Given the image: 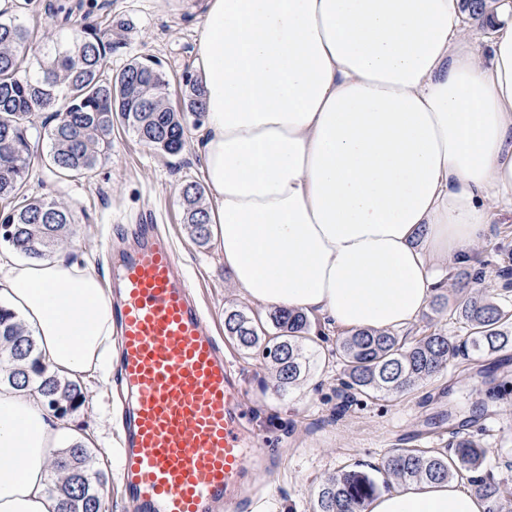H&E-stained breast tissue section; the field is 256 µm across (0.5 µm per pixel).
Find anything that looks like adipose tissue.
Returning a JSON list of instances; mask_svg holds the SVG:
<instances>
[{"label":"adipose tissue","instance_id":"ef3b65f1","mask_svg":"<svg viewBox=\"0 0 512 512\" xmlns=\"http://www.w3.org/2000/svg\"><path fill=\"white\" fill-rule=\"evenodd\" d=\"M205 0L195 61L210 229L241 296L349 331L416 322L447 268L512 216V0ZM0 299L73 380L112 368L91 266L0 251ZM60 423L0 381V512H60ZM461 479L370 512H486Z\"/></svg>","mask_w":512,"mask_h":512}]
</instances>
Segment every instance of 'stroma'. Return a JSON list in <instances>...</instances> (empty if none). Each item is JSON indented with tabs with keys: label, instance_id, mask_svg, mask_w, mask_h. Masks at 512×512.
Here are the masks:
<instances>
[{
	"label": "stroma",
	"instance_id": "1",
	"mask_svg": "<svg viewBox=\"0 0 512 512\" xmlns=\"http://www.w3.org/2000/svg\"><path fill=\"white\" fill-rule=\"evenodd\" d=\"M123 20L127 31L112 49V69L151 55L172 75L194 72L195 42L203 17L200 0H34L23 22L34 47L47 36H60L64 14ZM200 127H189L183 150L163 155L141 143L124 126L112 129V150L91 178L54 180L41 163L29 171L28 193H53L77 215L78 222L56 247L68 258L88 257L102 282L125 242L124 225L151 218L166 233L180 267L196 287L209 324L242 385L245 435L259 456L280 461L273 473L251 470L242 487L248 503L243 512H312L318 484L345 466L359 463L379 486L391 478L379 466L397 448L444 447L452 435L468 436L486 450L479 476L512 488V388L500 394L501 381L512 384V346L489 357H459L438 376L417 382L397 395L353 402L342 384L334 358L344 335L321 316L311 318L310 334L326 354L325 365L287 391L273 389L275 374L261 353L242 350L224 333V312L258 305L238 297L224 255L216 242L198 246L183 222L180 189L201 181ZM477 260L469 275L479 277L486 294L502 293L512 280V221L489 225L476 244ZM80 386L84 404L62 418L67 432L101 434L91 446L94 467L104 478V512H132L120 492V472L110 459L118 455L123 395L118 384L101 386L87 374Z\"/></svg>",
	"mask_w": 512,
	"mask_h": 512
}]
</instances>
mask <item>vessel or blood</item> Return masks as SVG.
Listing matches in <instances>:
<instances>
[{
  "label": "vessel or blood",
  "instance_id": "vessel-or-blood-1",
  "mask_svg": "<svg viewBox=\"0 0 512 512\" xmlns=\"http://www.w3.org/2000/svg\"><path fill=\"white\" fill-rule=\"evenodd\" d=\"M115 270L127 496L137 512L231 510L255 462L244 443L239 380L154 225L130 230Z\"/></svg>",
  "mask_w": 512,
  "mask_h": 512
}]
</instances>
